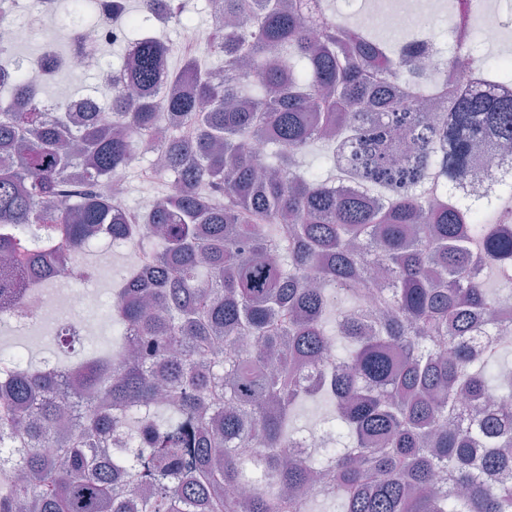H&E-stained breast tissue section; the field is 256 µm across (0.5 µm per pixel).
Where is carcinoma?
I'll list each match as a JSON object with an SVG mask.
<instances>
[{"label": "carcinoma", "mask_w": 512, "mask_h": 512, "mask_svg": "<svg viewBox=\"0 0 512 512\" xmlns=\"http://www.w3.org/2000/svg\"><path fill=\"white\" fill-rule=\"evenodd\" d=\"M140 3L112 0L111 112L44 111L21 58L0 105V312L34 276H96L71 256L103 235L145 255L113 291L118 366L0 376V512H512V170L465 188L512 144V57L475 41V2L448 0L472 67L449 54L431 97L332 0H223L222 83L192 52L164 70L147 28L180 0ZM171 117V186L131 211L112 172ZM318 397L333 423L302 450ZM508 161L499 159V157H489L484 154L480 165L469 175L466 182L467 189H474L480 193L494 192L495 184H493L498 173L507 166Z\"/></svg>", "instance_id": "carcinoma-1"}]
</instances>
